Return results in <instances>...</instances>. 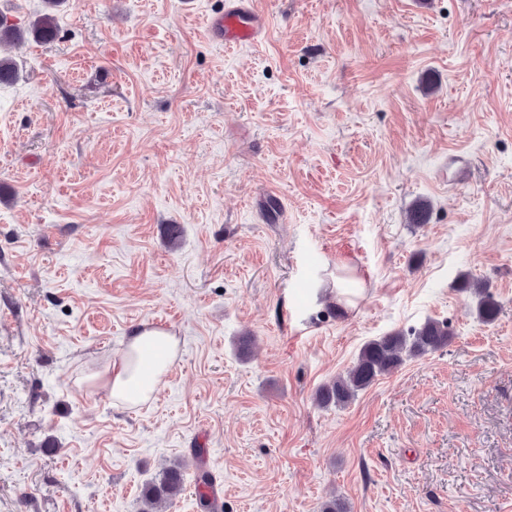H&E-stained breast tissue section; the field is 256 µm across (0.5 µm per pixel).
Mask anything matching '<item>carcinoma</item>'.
<instances>
[{"instance_id": "cac0c4a2", "label": "carcinoma", "mask_w": 512, "mask_h": 512, "mask_svg": "<svg viewBox=\"0 0 512 512\" xmlns=\"http://www.w3.org/2000/svg\"><path fill=\"white\" fill-rule=\"evenodd\" d=\"M29 28L36 39L44 42L55 39L57 35L55 18L48 13L29 22ZM21 34L17 25L0 18V85H11L19 78L17 64L1 55V51ZM459 287L470 290L477 298V315L482 321L489 323L496 319L500 304L486 283L463 275L459 279ZM449 336L451 331L448 324L427 320L407 333L395 331L370 340L361 347L355 364L346 374L321 387L315 394V400L323 406L344 407L379 377L394 372L407 360L447 346ZM182 487L183 473L180 468H168L159 478L143 486L139 512H164L166 504L180 495Z\"/></svg>"}]
</instances>
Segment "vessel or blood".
<instances>
[{
  "label": "vessel or blood",
  "mask_w": 512,
  "mask_h": 512,
  "mask_svg": "<svg viewBox=\"0 0 512 512\" xmlns=\"http://www.w3.org/2000/svg\"><path fill=\"white\" fill-rule=\"evenodd\" d=\"M265 30V17L252 0H225L223 11L206 19L210 41L227 48L255 45L263 40Z\"/></svg>",
  "instance_id": "1"
}]
</instances>
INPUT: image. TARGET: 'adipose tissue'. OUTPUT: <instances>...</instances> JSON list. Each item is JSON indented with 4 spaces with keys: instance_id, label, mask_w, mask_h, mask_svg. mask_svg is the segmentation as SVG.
<instances>
[{
    "instance_id": "ef3b65f1",
    "label": "adipose tissue",
    "mask_w": 512,
    "mask_h": 512,
    "mask_svg": "<svg viewBox=\"0 0 512 512\" xmlns=\"http://www.w3.org/2000/svg\"><path fill=\"white\" fill-rule=\"evenodd\" d=\"M179 350L178 337L149 325L134 328L117 363L99 380L110 391L113 403L132 407L150 399Z\"/></svg>"
}]
</instances>
